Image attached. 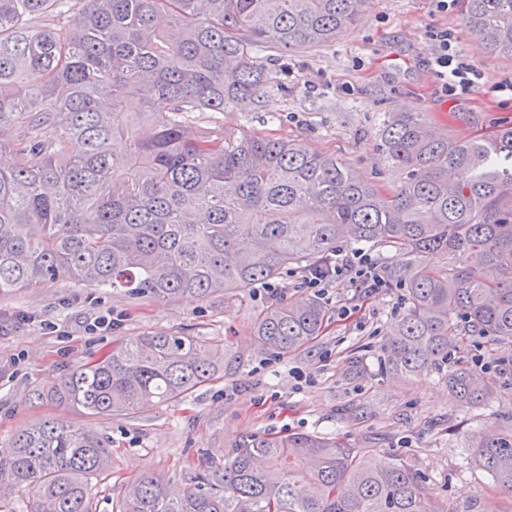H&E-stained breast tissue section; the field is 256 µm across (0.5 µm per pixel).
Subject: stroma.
<instances>
[{
    "instance_id": "35a3bbf8",
    "label": "stroma",
    "mask_w": 512,
    "mask_h": 512,
    "mask_svg": "<svg viewBox=\"0 0 512 512\" xmlns=\"http://www.w3.org/2000/svg\"><path fill=\"white\" fill-rule=\"evenodd\" d=\"M433 30L447 31L452 46L482 71V89L460 97L438 91L430 65ZM510 80L512 65L476 41L461 0H450L444 10L436 0H368L355 28L329 44L289 53L287 71L272 74L260 98L197 112L192 120L234 135L297 139L390 188L400 176L384 166L378 149L386 113L425 112L458 137L489 134L512 125V94L490 90ZM404 294L395 286L372 295L330 288L324 297L329 319L308 349L283 357L248 355L237 376L184 401L99 419L33 403L31 392L96 359L114 339L145 332L183 330L220 340L229 327L247 351V314L225 312L219 300H152L69 282L18 289L0 298V457L10 454L19 428L41 419L60 418L108 437L112 463L94 479L93 497L96 512H112L135 478L183 489L203 465L223 463L241 436L313 432L347 442L372 468L404 462L426 477L439 504L455 512H465L473 495L498 512H512V497L467 458L474 433L512 421V383H502L481 407H459L448 393V374L458 362H471L477 353L491 361L503 349L485 338L452 336L448 362L425 377L398 380L384 369L381 336L404 311ZM111 312L121 315L119 327L88 333L90 323Z\"/></svg>"
}]
</instances>
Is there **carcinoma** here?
Returning a JSON list of instances; mask_svg holds the SVG:
<instances>
[{"instance_id": "cac0c4a2", "label": "carcinoma", "mask_w": 512, "mask_h": 512, "mask_svg": "<svg viewBox=\"0 0 512 512\" xmlns=\"http://www.w3.org/2000/svg\"><path fill=\"white\" fill-rule=\"evenodd\" d=\"M367 0H0V296L58 282L173 300L190 294L244 306L255 289L319 264L352 239L393 255L384 279L407 306L383 336L384 368L400 379L450 357L448 337L512 347V126L453 137L424 112H390L389 190L336 156L292 139L194 127L263 94L257 51L283 59L356 24ZM465 22L492 53L512 57V0H464ZM137 100V112L127 103ZM164 100L168 110L157 112ZM21 132L1 139L11 129ZM78 141L82 149L69 152ZM325 302H268L250 317L252 351L288 355L320 335ZM244 364L229 340L143 333L33 391L108 419L179 402ZM512 380L460 367L461 405ZM0 458L30 512H96L91 479L111 451L103 437L56 419L21 428ZM476 469L512 496V426L471 438ZM116 512H451L401 462L372 470L360 452L306 433L251 434L204 465L193 487L130 482Z\"/></svg>"}]
</instances>
